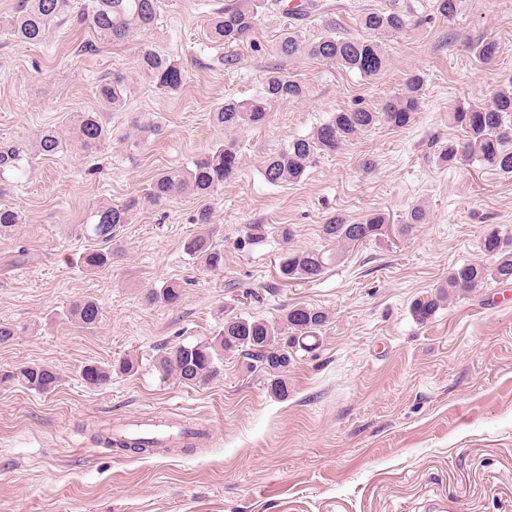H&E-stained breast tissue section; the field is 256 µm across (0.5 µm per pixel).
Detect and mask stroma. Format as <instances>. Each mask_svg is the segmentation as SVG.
Masks as SVG:
<instances>
[{
	"label": "stroma",
	"instance_id": "obj_1",
	"mask_svg": "<svg viewBox=\"0 0 512 512\" xmlns=\"http://www.w3.org/2000/svg\"><path fill=\"white\" fill-rule=\"evenodd\" d=\"M83 2L70 0L41 44L0 37V137L21 150L31 151L42 130L64 129L69 117L94 109L98 80L120 71L130 84L123 111L108 115L109 145L34 158L27 178L0 195L24 216L0 237V323L18 329L0 345V370L39 363L61 377L48 395L0 386V512H428L436 503L452 512H512V282L451 300L423 325L410 312L452 268L478 259L487 225L512 227V174L438 159L460 138L449 110L491 100L512 83V0H461L450 20L435 0H316L301 21L267 14L254 45L236 48L233 68L204 31L226 0H162L146 35L91 54L78 50L93 36L76 23ZM394 3L410 8L411 21L386 38L387 65L376 78L272 54L296 25L313 39L332 20L338 36L363 37L361 16ZM483 37L498 44L487 65L472 54ZM145 39L183 64L179 91L156 88L140 71L136 48ZM279 63L305 96L269 103L258 127L213 123L217 106L259 94ZM414 74L424 94L411 126L377 125L299 183L264 179L265 160L289 139L356 103H381ZM147 120L152 131L130 149L127 136ZM218 140L234 144L241 159L217 196L144 205L109 243L111 265H78L97 246L79 232L93 206L122 202ZM420 203L426 223L401 233ZM204 207L207 225L196 221ZM373 211L388 223L371 241L342 250L322 235L330 217L354 222ZM252 224L270 227L253 244ZM281 224L292 227L290 240L278 235ZM206 231L224 246L223 270L205 271L183 251L188 237ZM290 248L320 251L323 275L284 280L278 264ZM167 281L184 287L178 305L148 303L147 290ZM86 299L102 309L90 329L65 316ZM235 303L267 319L296 304L328 312L319 348L298 352L288 368L286 397L234 356L205 385L160 379L154 363L162 351L211 338ZM126 356L138 361L136 373L99 387L80 377L85 364ZM157 414L210 429V442L139 455L95 441L100 426Z\"/></svg>",
	"mask_w": 512,
	"mask_h": 512
}]
</instances>
